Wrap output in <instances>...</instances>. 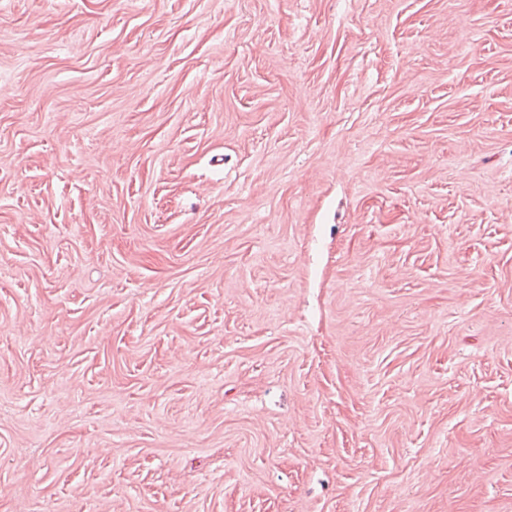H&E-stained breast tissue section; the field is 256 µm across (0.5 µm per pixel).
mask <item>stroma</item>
<instances>
[{
  "label": "stroma",
  "instance_id": "1",
  "mask_svg": "<svg viewBox=\"0 0 512 512\" xmlns=\"http://www.w3.org/2000/svg\"><path fill=\"white\" fill-rule=\"evenodd\" d=\"M0 512H512V0H0Z\"/></svg>",
  "mask_w": 512,
  "mask_h": 512
}]
</instances>
